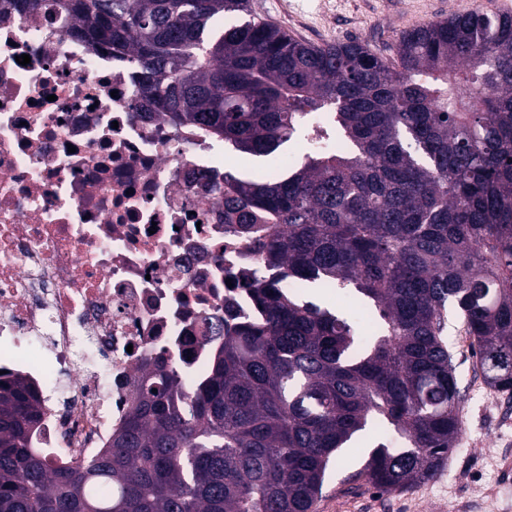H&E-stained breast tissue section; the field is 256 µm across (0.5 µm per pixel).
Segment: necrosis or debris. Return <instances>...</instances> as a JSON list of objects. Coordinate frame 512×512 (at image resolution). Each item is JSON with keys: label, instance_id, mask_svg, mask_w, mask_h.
Wrapping results in <instances>:
<instances>
[{"label": "necrosis or debris", "instance_id": "obj_1", "mask_svg": "<svg viewBox=\"0 0 512 512\" xmlns=\"http://www.w3.org/2000/svg\"><path fill=\"white\" fill-rule=\"evenodd\" d=\"M78 29L59 0H0V369L46 400L31 445L57 467L108 448L143 364L193 393L218 330L261 322L260 281L298 290L225 223L223 141Z\"/></svg>", "mask_w": 512, "mask_h": 512}]
</instances>
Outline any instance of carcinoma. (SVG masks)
I'll return each instance as SVG.
<instances>
[{
    "mask_svg": "<svg viewBox=\"0 0 512 512\" xmlns=\"http://www.w3.org/2000/svg\"><path fill=\"white\" fill-rule=\"evenodd\" d=\"M84 37L127 50L144 97L287 171L224 172L227 215L304 288L350 289L364 328L305 294L254 289L194 396L163 362L99 457L30 447L43 401L0 380V512H312L342 448L384 491L435 478L462 429L443 338L462 319L485 383L512 393V17L401 33L388 61L351 38L298 40L250 0H69Z\"/></svg>",
    "mask_w": 512,
    "mask_h": 512,
    "instance_id": "obj_1",
    "label": "carcinoma"
}]
</instances>
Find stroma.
Segmentation results:
<instances>
[{"mask_svg": "<svg viewBox=\"0 0 512 512\" xmlns=\"http://www.w3.org/2000/svg\"><path fill=\"white\" fill-rule=\"evenodd\" d=\"M252 8L293 37L318 45L354 37L392 58L394 39L452 14L483 10V0H250ZM444 339L463 395L462 434L433 480L403 492L353 485L367 454L346 448L328 473L315 512H512V395L482 379L470 339L456 316Z\"/></svg>", "mask_w": 512, "mask_h": 512, "instance_id": "stroma-1", "label": "stroma"}]
</instances>
